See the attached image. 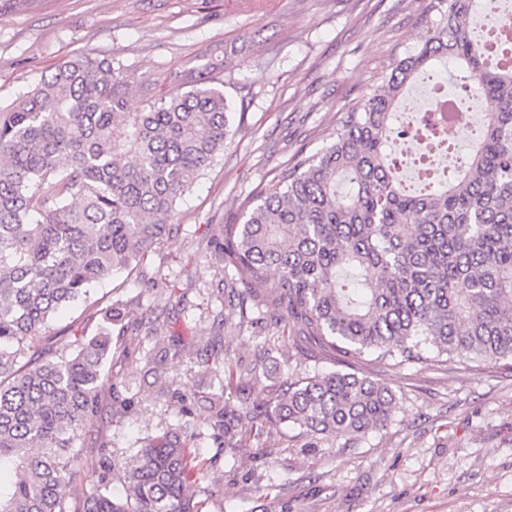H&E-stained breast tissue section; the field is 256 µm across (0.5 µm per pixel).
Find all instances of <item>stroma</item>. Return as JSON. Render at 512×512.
I'll return each mask as SVG.
<instances>
[{"instance_id":"35a3bbf8","label":"stroma","mask_w":512,"mask_h":512,"mask_svg":"<svg viewBox=\"0 0 512 512\" xmlns=\"http://www.w3.org/2000/svg\"><path fill=\"white\" fill-rule=\"evenodd\" d=\"M429 0H0V104L68 58H116L149 75H206L227 46L224 92L245 106L212 171L181 200L178 221L147 261L96 289L121 308V350L99 382V412L82 441L68 494L81 502L107 480L121 494L141 442L195 433L209 465L207 512H512V370L451 362L388 368L342 361L282 336L267 309L237 328L217 298L209 225L240 206L297 152L321 149L340 112L412 50ZM229 323L213 325L215 312ZM243 372L224 383V360ZM356 372L397 394L391 425L357 447L318 453L286 425L265 426L255 447L219 452L207 397L223 392L250 426L249 407L288 377Z\"/></svg>"}]
</instances>
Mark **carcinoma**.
Listing matches in <instances>:
<instances>
[{"mask_svg": "<svg viewBox=\"0 0 512 512\" xmlns=\"http://www.w3.org/2000/svg\"><path fill=\"white\" fill-rule=\"evenodd\" d=\"M474 0H430L436 13L417 46L342 113L329 144L300 152L241 207L237 224H212L217 288L237 294L238 328L262 288L276 324L352 361L395 366L454 358L512 362V18L485 0L483 38L465 24ZM451 61L479 83L485 108L477 148L439 179L434 158L450 150L446 127L415 134L419 190L396 174L388 149L408 87ZM126 111L129 69L80 55L0 105V512H203L206 462L195 434L147 439L125 492L97 487L69 499L81 433L98 413L112 357L105 329L70 352L46 334L63 307L134 269L160 244L192 184L214 165L230 132L224 82L153 93ZM396 404L385 384L334 370L289 378L282 393L252 406V418L286 424L320 448L352 446L387 427ZM219 448H244L253 431L234 424L224 393L209 400Z\"/></svg>", "mask_w": 512, "mask_h": 512, "instance_id": "obj_1", "label": "carcinoma"}]
</instances>
